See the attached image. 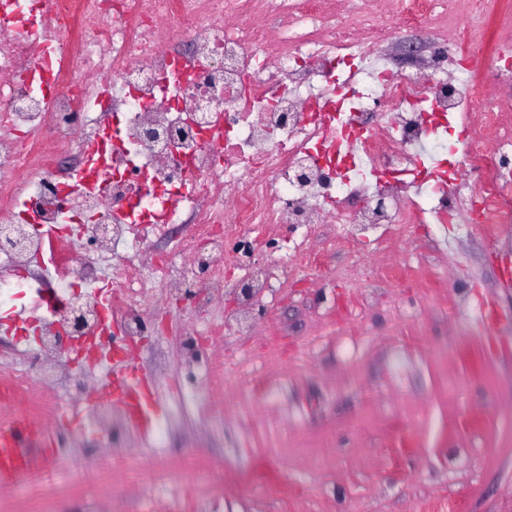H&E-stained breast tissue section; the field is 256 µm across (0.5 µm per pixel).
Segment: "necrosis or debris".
I'll return each instance as SVG.
<instances>
[{"mask_svg":"<svg viewBox=\"0 0 512 512\" xmlns=\"http://www.w3.org/2000/svg\"><path fill=\"white\" fill-rule=\"evenodd\" d=\"M340 2L333 21L322 0H0V298L29 300L39 324L0 355V432L35 462L20 479L32 512L61 494L104 512L67 472L84 433L108 437L105 476L131 462L136 408L86 404L91 354L126 358L165 316L185 373L220 397L251 360L212 344L253 329L266 264L302 279L372 229L480 224L492 241L512 226V94L460 79L485 0ZM395 19L431 49L412 76L391 64ZM449 114L454 188L410 192L414 148L444 149ZM288 224L332 232L268 253L267 230ZM228 264L253 293L218 318ZM62 335L79 363L47 362Z\"/></svg>","mask_w":512,"mask_h":512,"instance_id":"1","label":"necrosis or debris"}]
</instances>
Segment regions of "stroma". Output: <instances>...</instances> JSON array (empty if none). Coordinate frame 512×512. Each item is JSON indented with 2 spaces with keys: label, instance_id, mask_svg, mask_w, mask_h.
Returning a JSON list of instances; mask_svg holds the SVG:
<instances>
[{
  "label": "stroma",
  "instance_id": "1",
  "mask_svg": "<svg viewBox=\"0 0 512 512\" xmlns=\"http://www.w3.org/2000/svg\"><path fill=\"white\" fill-rule=\"evenodd\" d=\"M387 237L386 253L367 234L273 284L255 334L225 337V354L287 368L280 397L241 377L192 404L155 382L147 413L166 439L136 433L137 457L197 458L170 481L221 488L224 512H512V228L492 245L468 224ZM357 254L405 259L413 277L362 278ZM205 408L223 411V437L204 434Z\"/></svg>",
  "mask_w": 512,
  "mask_h": 512
}]
</instances>
